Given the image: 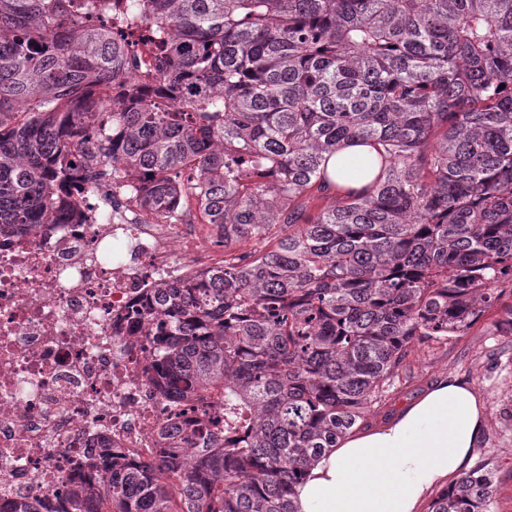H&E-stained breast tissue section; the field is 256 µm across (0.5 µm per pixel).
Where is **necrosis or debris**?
<instances>
[{"instance_id": "obj_1", "label": "necrosis or debris", "mask_w": 512, "mask_h": 512, "mask_svg": "<svg viewBox=\"0 0 512 512\" xmlns=\"http://www.w3.org/2000/svg\"><path fill=\"white\" fill-rule=\"evenodd\" d=\"M76 184L106 212L0 236V512L24 497L58 503L105 453L182 447L208 418L172 409L147 381L159 324L132 312L223 256L90 174Z\"/></svg>"}]
</instances>
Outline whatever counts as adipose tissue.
<instances>
[{
	"label": "adipose tissue",
	"mask_w": 512,
	"mask_h": 512,
	"mask_svg": "<svg viewBox=\"0 0 512 512\" xmlns=\"http://www.w3.org/2000/svg\"><path fill=\"white\" fill-rule=\"evenodd\" d=\"M484 428L474 393L439 381L315 462L298 488L300 512H422L436 486L467 468Z\"/></svg>",
	"instance_id": "1"
}]
</instances>
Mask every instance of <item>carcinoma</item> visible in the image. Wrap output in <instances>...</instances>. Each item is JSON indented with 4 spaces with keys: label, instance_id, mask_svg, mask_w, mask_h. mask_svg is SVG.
<instances>
[{
    "label": "carcinoma",
    "instance_id": "obj_1",
    "mask_svg": "<svg viewBox=\"0 0 512 512\" xmlns=\"http://www.w3.org/2000/svg\"><path fill=\"white\" fill-rule=\"evenodd\" d=\"M345 146L343 180L377 173L333 192ZM84 167L166 222L193 200L224 268L138 313L172 318L148 379L212 418L78 469L62 512H298L411 345L512 284V0H0V233L81 223ZM492 503L481 465L427 512Z\"/></svg>",
    "mask_w": 512,
    "mask_h": 512
}]
</instances>
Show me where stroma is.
<instances>
[{
	"label": "stroma",
	"instance_id": "1",
	"mask_svg": "<svg viewBox=\"0 0 512 512\" xmlns=\"http://www.w3.org/2000/svg\"><path fill=\"white\" fill-rule=\"evenodd\" d=\"M512 294L460 335L414 343L382 406L367 425L386 420L442 379L466 384L486 404V423L472 465L488 464L494 473L493 512H512V335L500 328Z\"/></svg>",
	"mask_w": 512,
	"mask_h": 512
}]
</instances>
